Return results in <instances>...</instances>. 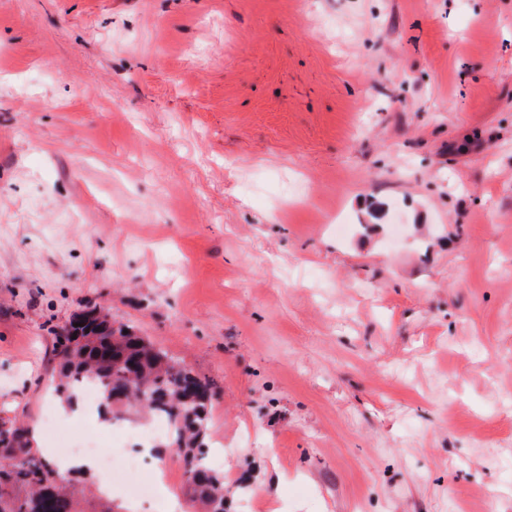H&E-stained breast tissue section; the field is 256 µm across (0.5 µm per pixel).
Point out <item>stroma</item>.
<instances>
[{
    "instance_id": "35a3bbf8",
    "label": "stroma",
    "mask_w": 512,
    "mask_h": 512,
    "mask_svg": "<svg viewBox=\"0 0 512 512\" xmlns=\"http://www.w3.org/2000/svg\"><path fill=\"white\" fill-rule=\"evenodd\" d=\"M93 305L230 512H512V0H0V422Z\"/></svg>"
}]
</instances>
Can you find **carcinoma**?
<instances>
[{"label": "carcinoma", "mask_w": 512, "mask_h": 512, "mask_svg": "<svg viewBox=\"0 0 512 512\" xmlns=\"http://www.w3.org/2000/svg\"><path fill=\"white\" fill-rule=\"evenodd\" d=\"M59 363L58 396L74 403L79 384L96 385L102 395V416L135 405L143 413H163L172 428L167 445L176 449L183 470L195 474L188 496L203 512H224V477L204 463L208 452L209 406L213 384L130 327L98 342L72 345L71 329L55 333ZM25 431L0 423V512H77L78 501L64 477L27 447Z\"/></svg>", "instance_id": "carcinoma-1"}]
</instances>
